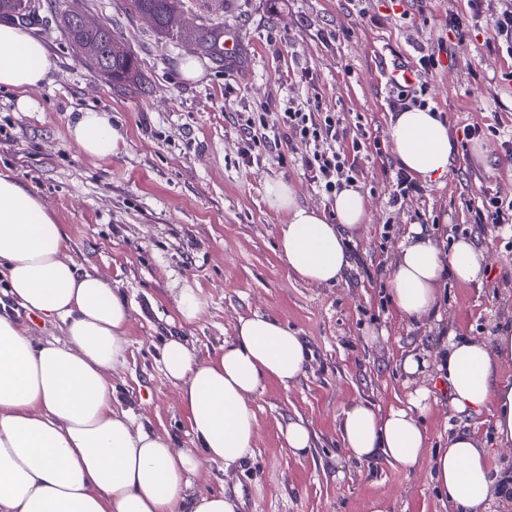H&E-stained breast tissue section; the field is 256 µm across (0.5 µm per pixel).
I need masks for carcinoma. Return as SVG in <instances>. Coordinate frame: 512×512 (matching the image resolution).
Returning a JSON list of instances; mask_svg holds the SVG:
<instances>
[{
  "label": "carcinoma",
  "mask_w": 512,
  "mask_h": 512,
  "mask_svg": "<svg viewBox=\"0 0 512 512\" xmlns=\"http://www.w3.org/2000/svg\"><path fill=\"white\" fill-rule=\"evenodd\" d=\"M19 0H0V17L26 23L35 18L36 13L17 12ZM125 12L133 16H149L153 20L156 33L168 40L180 42L190 39L196 43L197 51L217 63L224 61V25L202 24L190 33L175 26L176 19L184 14V0H123ZM75 9L72 0H64L57 17L67 41L84 56V63L93 67V59L108 60L112 67V88L124 93L139 85V64L131 51L121 58L111 55L110 40L117 37L111 24L104 22L94 32H87L72 26L67 12Z\"/></svg>",
  "instance_id": "obj_1"
}]
</instances>
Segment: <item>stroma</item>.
Here are the masks:
<instances>
[{"label": "stroma", "mask_w": 512, "mask_h": 512, "mask_svg": "<svg viewBox=\"0 0 512 512\" xmlns=\"http://www.w3.org/2000/svg\"><path fill=\"white\" fill-rule=\"evenodd\" d=\"M84 2L123 33L139 59L140 85L122 94L95 79L40 9L30 30L53 66L30 93L33 111H18L16 92L0 89V173L42 199L66 227L69 257L104 276L130 307L126 361L112 377L119 407L176 447H192L188 414L158 363L163 344L186 338L205 362L239 318L269 315L301 337L310 353L305 372L288 387L264 383L251 399L259 425L252 455L228 468L204 463L195 489L224 494L236 512H367L376 497L389 512H452L430 478L431 461L407 472L347 458L338 417L359 400L383 410L406 403L424 385L429 448L447 447L461 429L493 447L490 414H455L434 369L414 378L401 364L410 354L434 360L448 331L487 340L512 327V232L472 222L484 196L512 199V155L503 146L512 138V56L493 27L512 0H481L477 13L469 0H230L213 12L194 0L188 18L211 12L241 45L220 65L199 57L203 77L193 82L180 72L191 57L186 45L161 40L150 24L119 12L117 0ZM452 14L462 20L453 33ZM441 41L450 57L420 79L458 147L442 185L421 184L395 206L398 166L387 129L397 92L380 73L396 61L417 65ZM313 97L321 111L340 115L344 144L362 137L372 146L357 160L369 220L350 244L351 269L321 287L289 272L277 249L285 218L265 202L266 181L281 179L301 203L329 209L330 198L302 170L304 145L290 142L247 166L232 122L236 112H263L272 122ZM86 109L111 113L123 138L112 159L72 143L69 126ZM473 124L485 135L464 141ZM415 224L443 245L469 235L488 252L481 287L445 284L438 327L400 318L389 297L391 263ZM186 282L204 307L190 324L175 304ZM298 419L314 433L303 457L280 432Z\"/></svg>", "instance_id": "obj_1"}]
</instances>
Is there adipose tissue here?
I'll list each match as a JSON object with an SVG mask.
<instances>
[{"label": "adipose tissue", "mask_w": 512, "mask_h": 512, "mask_svg": "<svg viewBox=\"0 0 512 512\" xmlns=\"http://www.w3.org/2000/svg\"><path fill=\"white\" fill-rule=\"evenodd\" d=\"M52 67L41 39L11 22L0 23V87L18 93L27 112L30 90ZM72 141L91 157L108 160L122 140L109 112H79ZM388 137L400 168L439 184L447 175L454 141L438 113L413 107L392 118ZM268 207L286 218L278 249L300 280L330 286L351 266L349 244L365 224L369 203L355 186L341 190L330 211L301 204L281 180L266 183ZM69 237L40 197L13 177L0 175V280L21 307L59 320L64 341H40L9 315H0V512H235L221 494L195 491L202 461L232 464L251 455L258 432L250 398L273 380L288 386L307 363L295 332L262 315L239 319L235 334L215 359L200 361L193 348L172 338L160 365L188 413L193 447H173L168 437L137 425L131 411L115 408L109 371L122 366L130 310L98 273L66 257ZM486 250L463 236L450 250L411 228L389 274L390 298L408 319L439 316L446 280L481 285ZM512 329L476 341L449 333L436 365L448 383L455 413L476 418L491 412L499 447H512ZM430 390L419 387L403 406L379 411L360 401L345 407L339 431L349 456L378 457L404 470L427 458L423 417ZM491 451L470 432L448 438L434 458L432 476L455 512H486L512 498V483L490 463Z\"/></svg>", "instance_id": "obj_1"}]
</instances>
